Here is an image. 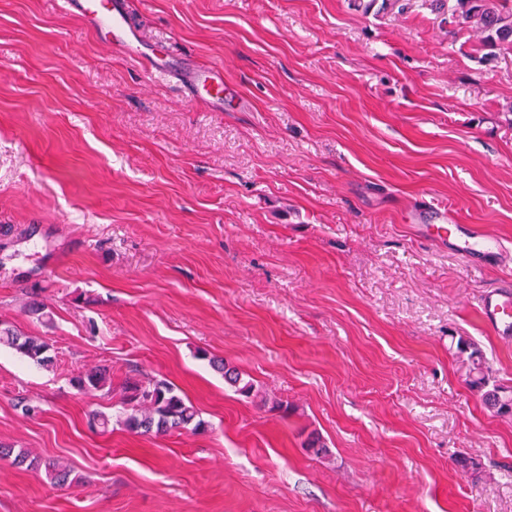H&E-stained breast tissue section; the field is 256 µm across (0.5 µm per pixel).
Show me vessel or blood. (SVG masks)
I'll return each mask as SVG.
<instances>
[{"label":"vessel or blood","mask_w":512,"mask_h":512,"mask_svg":"<svg viewBox=\"0 0 512 512\" xmlns=\"http://www.w3.org/2000/svg\"><path fill=\"white\" fill-rule=\"evenodd\" d=\"M65 9L86 19L112 46L125 57L139 61L152 77L177 79L189 97L223 111L226 105L242 106L244 100L235 83L225 78L220 65L198 67L175 56L170 48L145 50L134 34L120 0H64ZM446 210L433 206L417 215V230L436 241H444L448 232ZM464 259L500 255L501 246L493 238L465 232L454 244ZM484 321L499 335L512 334V284L502 283L487 291L480 302Z\"/></svg>","instance_id":"1"}]
</instances>
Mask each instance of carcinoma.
Listing matches in <instances>:
<instances>
[{"mask_svg":"<svg viewBox=\"0 0 512 512\" xmlns=\"http://www.w3.org/2000/svg\"><path fill=\"white\" fill-rule=\"evenodd\" d=\"M350 5L365 14L397 9L403 13L410 0H349ZM431 11L440 22L454 24L473 30L484 47L503 54H512V0H428ZM0 345L8 346L22 356L42 367L54 364L51 345L41 336L23 334L11 327H0ZM460 353L468 355L470 371L468 385L479 393L484 404L501 415H512V387L491 383L488 368L481 352L473 343L461 337L457 342ZM214 365L224 372L225 380L248 395L252 384L242 378V373L228 368L224 360L214 361ZM110 380L105 367L81 371L73 378L74 387L81 393L103 390ZM125 404L128 407L123 425L131 432L163 435L171 430H189L193 433L204 429L205 423L199 419L193 404L175 392L174 388L162 380L126 381ZM13 458L17 465H34L37 459L29 458L24 449L15 450L0 446V459ZM46 477L56 486L72 483L70 466L56 459L42 462Z\"/></svg>","mask_w":512,"mask_h":512,"instance_id":"1","label":"carcinoma"}]
</instances>
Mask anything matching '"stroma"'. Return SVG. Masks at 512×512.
<instances>
[{"instance_id":"35a3bbf8","label":"stroma","mask_w":512,"mask_h":512,"mask_svg":"<svg viewBox=\"0 0 512 512\" xmlns=\"http://www.w3.org/2000/svg\"><path fill=\"white\" fill-rule=\"evenodd\" d=\"M124 7L143 42L223 65L246 106L145 80L62 0H0V323L56 355L0 347V445L74 477L0 460V512H512V417L454 343L512 386V338L478 312L512 281V55L480 61L421 0ZM430 202L502 259L419 238ZM99 365L110 388L71 385ZM129 377L173 384L206 431L92 428ZM381 1L379 7L376 9V14L387 9H394L397 7L399 13H404L408 9L411 0H349L350 5L364 14H369L374 10L376 5ZM0 345L8 346L42 367L54 364L51 345L41 336L23 334L11 327H0ZM457 349L461 354H468L470 371L468 385L479 393L484 404L501 415H512V387L490 384L491 378L485 366L481 352L467 339L460 337ZM37 464V467L42 464L44 466V471L46 477L56 486H65L66 484L72 483L74 479H70L72 475V470L70 466L61 463L56 459H48L44 460L42 463L36 459L32 458L29 462L28 466H32Z\"/></svg>"}]
</instances>
